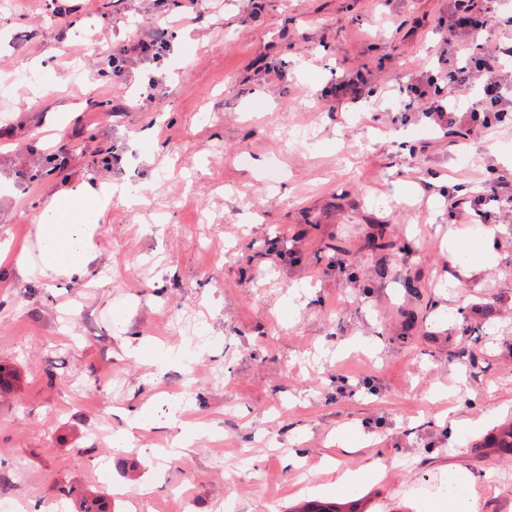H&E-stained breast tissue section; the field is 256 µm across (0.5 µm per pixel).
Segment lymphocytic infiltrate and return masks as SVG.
I'll return each instance as SVG.
<instances>
[{"instance_id": "obj_1", "label": "lymphocytic infiltrate", "mask_w": 512, "mask_h": 512, "mask_svg": "<svg viewBox=\"0 0 512 512\" xmlns=\"http://www.w3.org/2000/svg\"><path fill=\"white\" fill-rule=\"evenodd\" d=\"M494 0H450L448 5V37L439 49V61L453 59L451 69L427 74L425 81L411 82L405 87L408 96L421 102L424 112L439 128L463 123L480 132L492 131L504 112L512 107V73L505 70L501 56L512 53V46L498 43L488 47L480 42L482 31L490 27ZM168 31L157 27L150 34L108 48L113 63L145 61L168 50ZM451 96H444V89ZM468 95L472 101L459 109L455 96ZM482 190L467 209L452 212L453 220L488 221L492 213L512 214V179L503 176L482 178Z\"/></svg>"}]
</instances>
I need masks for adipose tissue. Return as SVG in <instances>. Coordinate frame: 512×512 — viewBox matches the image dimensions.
I'll use <instances>...</instances> for the list:
<instances>
[{
    "label": "adipose tissue",
    "mask_w": 512,
    "mask_h": 512,
    "mask_svg": "<svg viewBox=\"0 0 512 512\" xmlns=\"http://www.w3.org/2000/svg\"><path fill=\"white\" fill-rule=\"evenodd\" d=\"M117 190L115 183L107 181L93 187L80 184L59 193L36 226V246L19 250L16 269L24 273L37 263L45 272L77 280L87 277L96 258L95 232ZM448 485L454 495L422 501L418 512H477L470 475L449 473Z\"/></svg>",
    "instance_id": "1"
}]
</instances>
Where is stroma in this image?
<instances>
[{"instance_id": "obj_1", "label": "stroma", "mask_w": 512, "mask_h": 512, "mask_svg": "<svg viewBox=\"0 0 512 512\" xmlns=\"http://www.w3.org/2000/svg\"><path fill=\"white\" fill-rule=\"evenodd\" d=\"M153 20L170 55L112 78L92 39ZM447 35L448 0H204L189 19L0 0V500L54 512L75 484L117 512H416L462 470L480 512H512V454L483 445L512 422V223L486 236L447 201L484 165L512 174V128L451 137L403 109ZM359 70L370 94L337 98ZM104 180L132 197L90 276H18L53 194ZM452 238L488 248L463 288Z\"/></svg>"}]
</instances>
